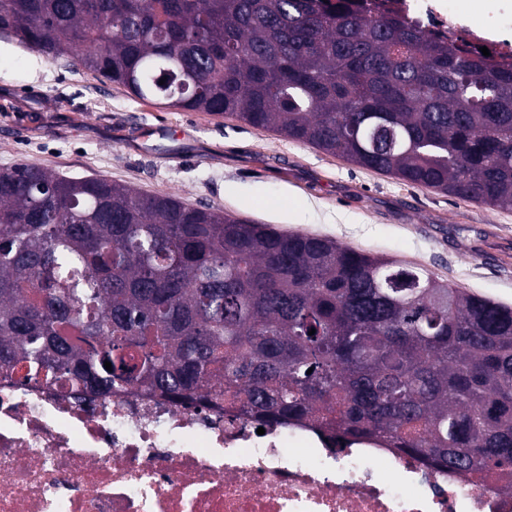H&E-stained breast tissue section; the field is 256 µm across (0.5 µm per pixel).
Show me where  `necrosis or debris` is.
<instances>
[{
	"label": "necrosis or debris",
	"instance_id": "necrosis-or-debris-1",
	"mask_svg": "<svg viewBox=\"0 0 512 512\" xmlns=\"http://www.w3.org/2000/svg\"><path fill=\"white\" fill-rule=\"evenodd\" d=\"M0 367V512H512V490L306 423Z\"/></svg>",
	"mask_w": 512,
	"mask_h": 512
}]
</instances>
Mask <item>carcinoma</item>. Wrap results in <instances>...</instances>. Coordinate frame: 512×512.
<instances>
[{
	"mask_svg": "<svg viewBox=\"0 0 512 512\" xmlns=\"http://www.w3.org/2000/svg\"><path fill=\"white\" fill-rule=\"evenodd\" d=\"M4 32L142 101L512 209V57L391 0H0ZM18 362L26 383L225 399L512 487V306L104 179L0 171V366Z\"/></svg>",
	"mask_w": 512,
	"mask_h": 512,
	"instance_id": "obj_1",
	"label": "carcinoma"
}]
</instances>
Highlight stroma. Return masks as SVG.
<instances>
[{
    "mask_svg": "<svg viewBox=\"0 0 512 512\" xmlns=\"http://www.w3.org/2000/svg\"><path fill=\"white\" fill-rule=\"evenodd\" d=\"M453 22L512 0H444ZM179 138H143L147 128ZM102 178L427 269L512 306V211L409 185L231 117L171 110L0 36V171Z\"/></svg>",
    "mask_w": 512,
    "mask_h": 512,
    "instance_id": "1",
    "label": "stroma"
}]
</instances>
